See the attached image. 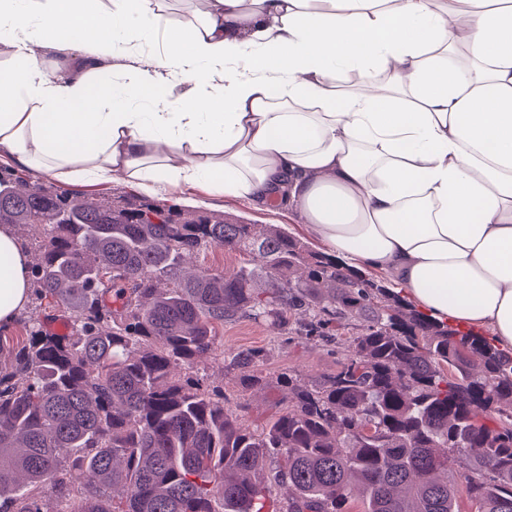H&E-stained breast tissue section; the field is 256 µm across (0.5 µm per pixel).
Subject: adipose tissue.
Listing matches in <instances>:
<instances>
[{
	"label": "adipose tissue",
	"mask_w": 512,
	"mask_h": 512,
	"mask_svg": "<svg viewBox=\"0 0 512 512\" xmlns=\"http://www.w3.org/2000/svg\"><path fill=\"white\" fill-rule=\"evenodd\" d=\"M176 2L0 0V154L151 193L288 201L347 265L512 348V0ZM157 31L163 54L114 81ZM39 48L78 70L47 72ZM30 294L1 224L0 328Z\"/></svg>",
	"instance_id": "ef3b65f1"
}]
</instances>
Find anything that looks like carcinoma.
<instances>
[{"mask_svg": "<svg viewBox=\"0 0 512 512\" xmlns=\"http://www.w3.org/2000/svg\"><path fill=\"white\" fill-rule=\"evenodd\" d=\"M0 224L39 239L37 299L68 332L35 322L0 335V512H272L263 470L288 484L283 512H512V352L434 321L384 281L308 250L272 225L176 215L121 197L92 204L0 178ZM252 255L266 278L186 259ZM270 318L288 338L350 354L316 388L288 386L262 430L224 395L174 370L222 356L216 329ZM258 353L234 364L258 383Z\"/></svg>", "mask_w": 512, "mask_h": 512, "instance_id": "obj_1", "label": "carcinoma"}]
</instances>
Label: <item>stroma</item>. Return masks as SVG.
<instances>
[{
    "mask_svg": "<svg viewBox=\"0 0 512 512\" xmlns=\"http://www.w3.org/2000/svg\"><path fill=\"white\" fill-rule=\"evenodd\" d=\"M0 168L48 189L64 190L88 198L101 200L120 194L137 204L152 199L149 194L120 180L60 181L3 155L0 156ZM154 199L180 212L190 208L197 214H221L240 224H272L293 238L302 236L298 227V213L284 204L271 209H258L245 199L235 196L213 197L201 187L187 185L168 187ZM217 336L224 346L223 359L201 358L195 370L206 378L210 386L223 389L226 408L253 428L263 426L269 418L282 410L281 400L288 394L287 387L283 385L284 380L291 377L303 385L315 386L324 376L335 371L340 360L339 355L315 342L305 339L292 342L285 340L265 320H230L218 329ZM245 349L260 352L257 368L268 382L266 388L242 384L241 372L234 367L233 357Z\"/></svg>",
    "mask_w": 512,
    "mask_h": 512,
    "instance_id": "1",
    "label": "stroma"
}]
</instances>
